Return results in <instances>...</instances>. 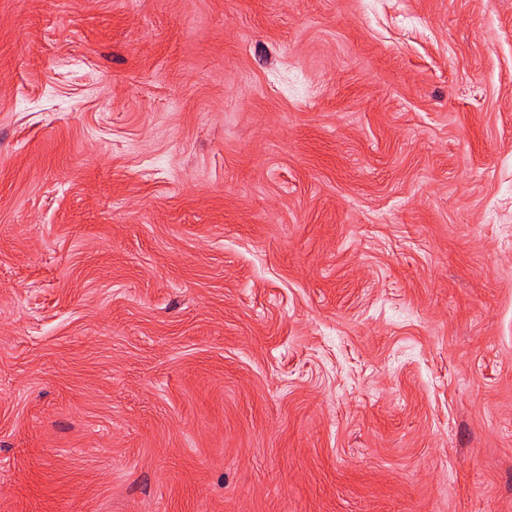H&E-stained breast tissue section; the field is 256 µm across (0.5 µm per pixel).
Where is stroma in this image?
Segmentation results:
<instances>
[{
    "label": "stroma",
    "mask_w": 512,
    "mask_h": 512,
    "mask_svg": "<svg viewBox=\"0 0 512 512\" xmlns=\"http://www.w3.org/2000/svg\"><path fill=\"white\" fill-rule=\"evenodd\" d=\"M0 512H512V0H0Z\"/></svg>",
    "instance_id": "obj_1"
}]
</instances>
